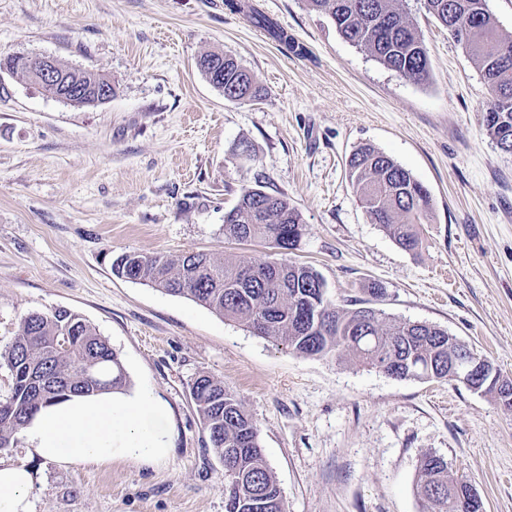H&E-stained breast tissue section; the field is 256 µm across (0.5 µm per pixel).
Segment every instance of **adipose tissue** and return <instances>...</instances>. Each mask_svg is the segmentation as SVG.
<instances>
[{"label": "adipose tissue", "instance_id": "1", "mask_svg": "<svg viewBox=\"0 0 512 512\" xmlns=\"http://www.w3.org/2000/svg\"><path fill=\"white\" fill-rule=\"evenodd\" d=\"M165 407L144 392L72 395L43 407L24 426L27 448L60 463L153 462L168 452ZM0 512H34L33 479L24 462L0 461Z\"/></svg>", "mask_w": 512, "mask_h": 512}]
</instances>
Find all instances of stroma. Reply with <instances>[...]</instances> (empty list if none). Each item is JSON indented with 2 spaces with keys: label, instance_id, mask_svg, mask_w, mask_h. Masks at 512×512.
I'll list each match as a JSON object with an SVG mask.
<instances>
[{
  "label": "stroma",
  "instance_id": "obj_1",
  "mask_svg": "<svg viewBox=\"0 0 512 512\" xmlns=\"http://www.w3.org/2000/svg\"><path fill=\"white\" fill-rule=\"evenodd\" d=\"M289 51L224 0H0V54H47L110 78L77 106L0 71V348L30 311L81 315L132 390L167 408V455L63 464L25 442L36 512H224V467L190 396L196 377L245 402L288 512H426L422 454L463 473L485 512H512V410L446 380H396L349 357H309L198 303L112 272L122 253L204 251L307 265L338 305L448 331L512 379V158L486 135L475 61L404 0L429 50L415 82L344 41L304 0H250ZM233 54L266 95L226 100L196 67ZM369 144L430 193L424 245L371 223L346 161ZM301 213L294 250L225 239L243 191ZM382 290L374 296L372 287Z\"/></svg>",
  "mask_w": 512,
  "mask_h": 512
}]
</instances>
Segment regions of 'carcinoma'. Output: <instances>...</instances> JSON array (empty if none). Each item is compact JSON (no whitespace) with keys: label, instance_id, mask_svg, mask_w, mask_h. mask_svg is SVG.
I'll return each instance as SVG.
<instances>
[{"label":"carcinoma","instance_id":"cac0c4a2","mask_svg":"<svg viewBox=\"0 0 512 512\" xmlns=\"http://www.w3.org/2000/svg\"><path fill=\"white\" fill-rule=\"evenodd\" d=\"M309 10L333 21L338 34L389 70L415 82L429 73V52L421 31L400 0H305ZM285 46L288 34L241 0H224ZM426 11L472 56L487 83L491 100L484 115L487 134L512 157V35L503 34L486 0H424ZM23 55L0 57V71L29 76ZM203 75L222 78L224 98L250 102L261 98L254 75L233 55L205 52ZM96 73L66 68L60 85L42 91L55 95L69 85L83 92ZM352 187L372 223L380 225L404 251L422 245L418 226L431 210L428 190L387 154L372 146L348 160ZM224 237L238 242L267 241L291 250L303 226L299 211L281 195L244 191L227 212ZM131 281L183 296L228 320L244 323L260 336L283 342L305 356L346 353L371 368L383 367L397 379L414 368L427 380L448 379V360L456 347L448 331L423 323L384 317L375 309L342 308L328 295L312 268L294 262L256 258H214L185 251L147 255L128 251L118 257ZM12 376L10 393L0 398V451L10 448L26 422L41 408L71 393L128 388L125 368L109 341L80 315L67 310L29 311L20 317L13 341L0 350V367ZM191 397L210 447L224 465L225 512H288L278 481L267 464L257 426L243 400L212 375L198 376ZM469 483L432 453L422 455L417 495L427 512H458L459 490Z\"/></svg>","mask_w":512,"mask_h":512}]
</instances>
